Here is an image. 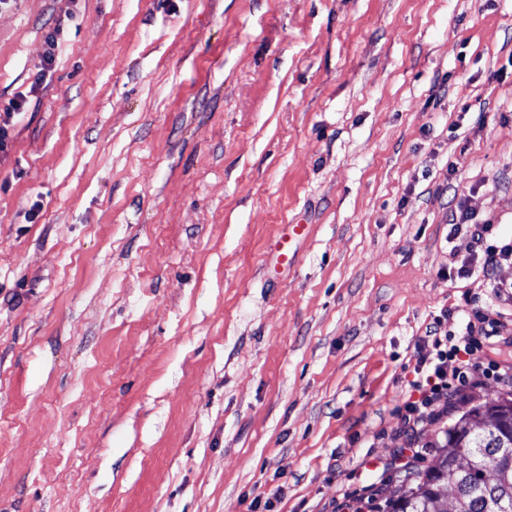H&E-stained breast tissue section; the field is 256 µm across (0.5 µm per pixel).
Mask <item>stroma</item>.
Listing matches in <instances>:
<instances>
[{"label":"stroma","mask_w":512,"mask_h":512,"mask_svg":"<svg viewBox=\"0 0 512 512\" xmlns=\"http://www.w3.org/2000/svg\"><path fill=\"white\" fill-rule=\"evenodd\" d=\"M20 94L0 512H377L512 396L462 390L394 465L426 326L467 293L512 315L448 226L512 239V0H0ZM62 30L60 27L55 26L52 29H49L45 34V52L43 57V68L40 77L35 82L36 85L41 86L42 83L46 80V76L53 69V63L55 61V51L58 47V41ZM307 231L306 224H287L285 225V230L282 235L276 240L274 243V256L276 257V262L280 266L288 267V263H291L294 255H291L289 258V251L286 246L288 245V241L293 237L303 236V234Z\"/></svg>","instance_id":"obj_1"}]
</instances>
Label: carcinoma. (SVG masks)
<instances>
[{
	"mask_svg": "<svg viewBox=\"0 0 512 512\" xmlns=\"http://www.w3.org/2000/svg\"><path fill=\"white\" fill-rule=\"evenodd\" d=\"M446 437L435 463L387 512H512V399L473 408Z\"/></svg>",
	"mask_w": 512,
	"mask_h": 512,
	"instance_id": "obj_1",
	"label": "carcinoma"
}]
</instances>
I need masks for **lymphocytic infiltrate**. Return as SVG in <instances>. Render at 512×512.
<instances>
[{"instance_id":"1","label":"lymphocytic infiltrate","mask_w":512,"mask_h":512,"mask_svg":"<svg viewBox=\"0 0 512 512\" xmlns=\"http://www.w3.org/2000/svg\"><path fill=\"white\" fill-rule=\"evenodd\" d=\"M450 225L455 232L468 230L483 271L512 263V240H502L492 220L470 222L467 212L459 207L452 213ZM461 314L463 325L458 331L445 330L442 320L437 318L429 324L422 338L429 351L418 358L417 378L412 381L410 395L399 409L400 431L407 437L409 447H416V439L425 425L447 414L457 388L477 386L486 378L512 385V371L488 353L495 338L502 336L504 322L491 317L474 302L467 303Z\"/></svg>"}]
</instances>
